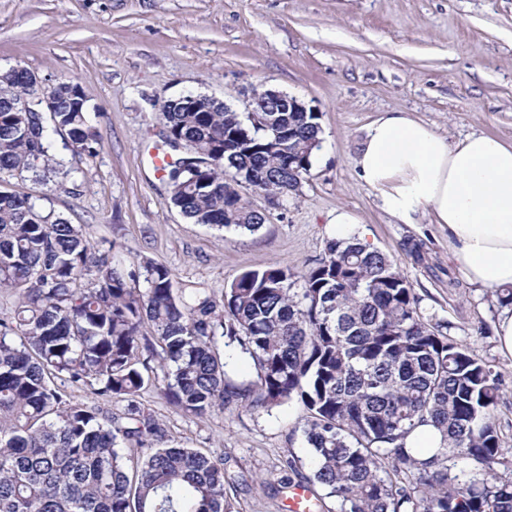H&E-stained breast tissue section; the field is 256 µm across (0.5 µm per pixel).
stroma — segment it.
<instances>
[{
	"label": "stroma",
	"mask_w": 512,
	"mask_h": 512,
	"mask_svg": "<svg viewBox=\"0 0 512 512\" xmlns=\"http://www.w3.org/2000/svg\"><path fill=\"white\" fill-rule=\"evenodd\" d=\"M18 63L48 87L77 80L102 141L92 156L59 145V173L43 183L7 176L11 190L83 225L97 248L152 258L176 285L218 294L249 269L314 265L331 219L346 210L352 232L397 264L424 313L500 372L497 427L512 448V356L498 348L495 291L465 281L439 225L396 223L353 165L368 125L392 111L452 142L473 133L512 142V0H0V72ZM262 86L321 116L322 143L299 194L275 206L247 194L270 213L252 234L188 222L151 164L160 106L192 91L244 114ZM407 239L426 243L437 271L406 255ZM141 402L178 442L223 458L233 512H285L289 486L311 473L297 401L203 419L152 387ZM291 456L294 472L284 465Z\"/></svg>",
	"instance_id": "35a3bbf8"
}]
</instances>
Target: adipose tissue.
Instances as JSON below:
<instances>
[{"instance_id": "obj_1", "label": "adipose tissue", "mask_w": 512, "mask_h": 512, "mask_svg": "<svg viewBox=\"0 0 512 512\" xmlns=\"http://www.w3.org/2000/svg\"><path fill=\"white\" fill-rule=\"evenodd\" d=\"M354 166L395 221L427 216L447 230L470 284L512 286V143L486 134L452 143L411 113L388 112L368 127Z\"/></svg>"}]
</instances>
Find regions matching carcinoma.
<instances>
[{"mask_svg": "<svg viewBox=\"0 0 512 512\" xmlns=\"http://www.w3.org/2000/svg\"><path fill=\"white\" fill-rule=\"evenodd\" d=\"M56 93L44 112L20 75L0 74L1 174L43 182L62 167L59 131L96 152L86 97L66 81ZM22 97L30 111H13ZM159 120L172 204L219 229H261L266 215L243 192L297 194L321 143L317 112L256 120L203 94L167 101ZM2 291L17 302L0 319V512H232L224 460L170 438L140 402L150 386L196 418L297 400L307 481L337 512H512L500 373L427 319L397 265L355 236L327 241L301 271L247 270L218 297L176 287L146 256L96 251L82 225L0 189ZM237 358L252 360L256 382L227 380ZM75 389L88 400L71 402ZM422 425L443 434L427 458L405 447Z\"/></svg>", "mask_w": 512, "mask_h": 512, "instance_id": "carcinoma-1", "label": "carcinoma"}]
</instances>
